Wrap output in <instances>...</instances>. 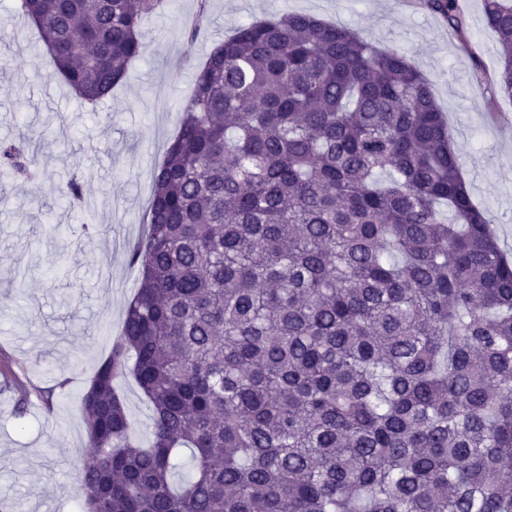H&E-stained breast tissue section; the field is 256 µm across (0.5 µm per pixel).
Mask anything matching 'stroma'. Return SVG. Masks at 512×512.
<instances>
[{
    "instance_id": "obj_1",
    "label": "stroma",
    "mask_w": 512,
    "mask_h": 512,
    "mask_svg": "<svg viewBox=\"0 0 512 512\" xmlns=\"http://www.w3.org/2000/svg\"><path fill=\"white\" fill-rule=\"evenodd\" d=\"M15 3L0 0V22L22 32L0 43V140L38 143L40 175L0 172V490L12 512H76L75 473L87 452L81 398L139 286L128 249L146 241L151 174L178 133L195 72L240 24L306 13L405 50L448 117L474 203L512 257V100L490 96L498 45L483 0H461L467 52L422 0H208V23L190 47L184 22L199 2L169 0L145 24L141 57L95 105L54 77ZM74 172L84 178L80 209L59 196Z\"/></svg>"
}]
</instances>
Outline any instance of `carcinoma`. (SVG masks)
<instances>
[{
	"label": "carcinoma",
	"mask_w": 512,
	"mask_h": 512,
	"mask_svg": "<svg viewBox=\"0 0 512 512\" xmlns=\"http://www.w3.org/2000/svg\"><path fill=\"white\" fill-rule=\"evenodd\" d=\"M423 3L469 44L460 0ZM17 4L95 105L167 0ZM484 16L512 99V0ZM36 164L0 142L1 168ZM152 186L139 288L82 396L80 512H512V262L406 52L308 14L240 26ZM60 194L81 204L82 176ZM120 392L126 399L130 420L133 425V434L138 441L147 443L149 440V423L151 411L137 386L131 379L119 382Z\"/></svg>",
	"instance_id": "carcinoma-1"
}]
</instances>
